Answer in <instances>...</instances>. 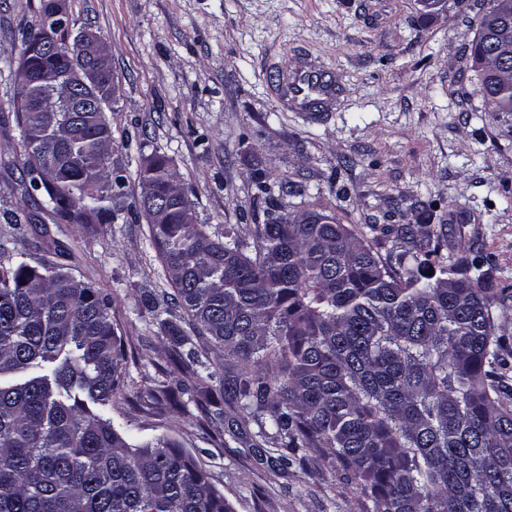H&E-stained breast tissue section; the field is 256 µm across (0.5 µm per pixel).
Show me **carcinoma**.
Masks as SVG:
<instances>
[{
	"mask_svg": "<svg viewBox=\"0 0 512 512\" xmlns=\"http://www.w3.org/2000/svg\"><path fill=\"white\" fill-rule=\"evenodd\" d=\"M470 57L481 112L512 114V58L481 64L499 34L480 0ZM61 11L47 0L23 33L31 45ZM102 111L69 112L59 85L56 112L16 121L21 183L41 191L48 213L68 224L112 222L123 211V180L103 176L112 142V78ZM140 180L155 188L149 220L169 288L143 294L162 335L165 379L140 394L163 417L187 412L179 371L196 378L189 400L203 410L215 394L257 426L229 429L262 456L280 451L282 474L320 448L348 471L361 512H512V405L501 378L512 350L496 334L501 289L483 257L448 261L430 224L389 215L381 233L402 247L375 251L333 214L314 224H276L282 194L255 187L266 218L246 234H210L184 205L168 159L153 155ZM412 263L405 264L406 254ZM224 351L230 375L211 370ZM127 356L112 300L49 260L0 261V512H233L192 455L166 435L135 444L96 411L122 395Z\"/></svg>",
	"mask_w": 512,
	"mask_h": 512,
	"instance_id": "carcinoma-1",
	"label": "carcinoma"
}]
</instances>
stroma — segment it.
Listing matches in <instances>:
<instances>
[{"label":"stroma","instance_id":"obj_1","mask_svg":"<svg viewBox=\"0 0 512 512\" xmlns=\"http://www.w3.org/2000/svg\"><path fill=\"white\" fill-rule=\"evenodd\" d=\"M45 0H0V246L54 261L113 299L128 353V399L109 411L131 440L167 434L191 453L233 512H360L337 463L319 458L275 470L277 449L256 460L211 437L247 424L232 405L223 420L201 409L157 417L138 396L158 377L161 339L142 295L163 287L139 208L138 170L152 152L180 174L198 223L210 231L253 226L264 203L254 169L301 182L302 207L336 215L387 253L374 225L392 205L407 221L441 226L448 256L485 257L503 288L499 335L512 340V115L480 111L470 47L473 0H63L65 40L95 34L121 80L111 113L109 162L125 178L124 211L112 224L58 223L39 194L18 184L23 156L15 122V67ZM335 84L318 123L284 109L277 84L299 68ZM432 201L427 210L417 200ZM28 220L18 237L3 215Z\"/></svg>","mask_w":512,"mask_h":512}]
</instances>
